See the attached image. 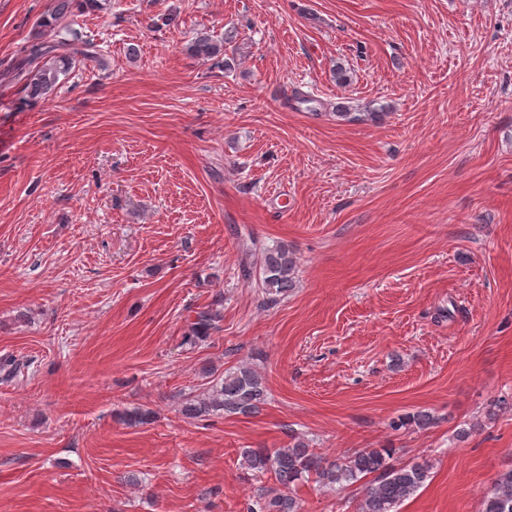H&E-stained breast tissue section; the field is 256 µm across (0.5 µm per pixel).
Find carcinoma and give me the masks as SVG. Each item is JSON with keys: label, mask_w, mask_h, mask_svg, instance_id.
<instances>
[{"label": "carcinoma", "mask_w": 512, "mask_h": 512, "mask_svg": "<svg viewBox=\"0 0 512 512\" xmlns=\"http://www.w3.org/2000/svg\"><path fill=\"white\" fill-rule=\"evenodd\" d=\"M102 0H52V6L42 17L40 27L52 31L59 23L86 10H100ZM73 39L47 42L33 41L27 45L25 55L13 65L15 79L22 82V102L36 103L49 99L59 80L76 61L107 68L102 54L95 45L83 42V47L73 46ZM189 53L202 60L224 55V42L207 33L198 34L188 46ZM296 262L287 249L276 247L265 252L261 267V286L265 294L275 300L288 295L295 285ZM199 313L190 331L193 337L204 339L220 318L215 306ZM267 400V387L262 376L250 366L224 371L208 390L183 399L180 412L187 419L211 415H250L259 411ZM129 426H140L153 421L156 412L148 407H133L118 414ZM432 423V416L418 412L391 422L395 428L414 424L425 428ZM241 467L254 473L271 474L280 488L263 489L256 499L247 504L246 512H301V507L287 489L311 476L324 487L332 488L343 483L353 484L371 475L364 497L357 512H397V506L411 497L431 478L433 465L427 461L409 464L394 462L391 448H370L358 451L338 462H329L309 442L291 437L286 448H244ZM480 512H512V469L499 473L490 490L481 496Z\"/></svg>", "instance_id": "carcinoma-1"}]
</instances>
